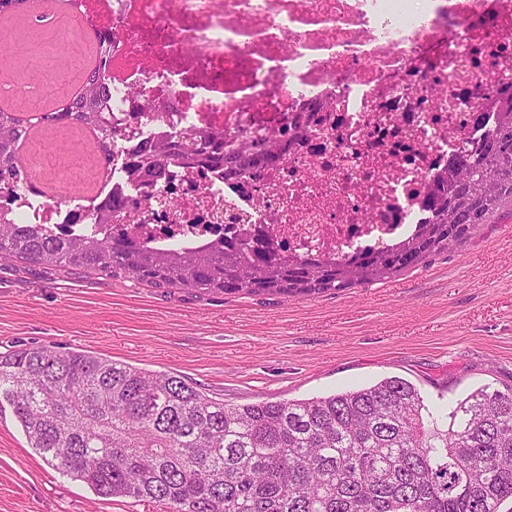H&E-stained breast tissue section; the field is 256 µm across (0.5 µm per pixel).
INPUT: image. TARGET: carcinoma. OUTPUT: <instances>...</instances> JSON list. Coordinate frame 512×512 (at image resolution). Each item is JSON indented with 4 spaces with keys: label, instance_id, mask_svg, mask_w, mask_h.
I'll use <instances>...</instances> for the list:
<instances>
[{
    "label": "carcinoma",
    "instance_id": "obj_1",
    "mask_svg": "<svg viewBox=\"0 0 512 512\" xmlns=\"http://www.w3.org/2000/svg\"><path fill=\"white\" fill-rule=\"evenodd\" d=\"M98 44V65L64 106L27 117L0 109V199L36 191L19 154L36 123L94 131L110 172L122 128L112 125L105 82L112 37ZM493 110L496 122L481 146L461 148L433 183L430 219L357 263L293 259L247 237L187 250L119 229L109 234L106 225L130 217L121 197L93 212L95 228L79 235L15 224L1 213L0 257L216 295L310 297L382 282L483 224L512 218V91ZM279 157L269 133L180 132L145 143L127 170L134 180L169 182L180 165L241 174ZM2 400L59 474L99 496L158 501L168 512H500L512 501L511 389L473 390L443 427L400 377L328 396L231 406L178 375L39 346L0 353Z\"/></svg>",
    "mask_w": 512,
    "mask_h": 512
}]
</instances>
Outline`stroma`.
Masks as SVG:
<instances>
[{
  "instance_id": "stroma-1",
  "label": "stroma",
  "mask_w": 512,
  "mask_h": 512,
  "mask_svg": "<svg viewBox=\"0 0 512 512\" xmlns=\"http://www.w3.org/2000/svg\"><path fill=\"white\" fill-rule=\"evenodd\" d=\"M69 21L37 32L14 14L0 80L58 103L36 43L65 51ZM52 346L172 373L228 405L327 396L399 376L427 405L482 386L512 389V219L394 278L313 297L215 295L70 274L0 258V352ZM0 512H165L100 497L30 448L0 405Z\"/></svg>"
}]
</instances>
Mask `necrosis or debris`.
Instances as JSON below:
<instances>
[{
  "label": "necrosis or debris",
  "instance_id": "4bbe7bcc",
  "mask_svg": "<svg viewBox=\"0 0 512 512\" xmlns=\"http://www.w3.org/2000/svg\"><path fill=\"white\" fill-rule=\"evenodd\" d=\"M74 16L111 34L112 120L136 130L87 204L24 193L6 210L18 224L77 230L119 196L140 213L127 232L158 245L245 233L295 258L351 257L426 221L433 179L481 139L475 104L512 88V0H76ZM154 103L169 122L143 119ZM267 128L288 131L272 168L182 169L164 185L126 169L175 131Z\"/></svg>",
  "mask_w": 512,
  "mask_h": 512
}]
</instances>
